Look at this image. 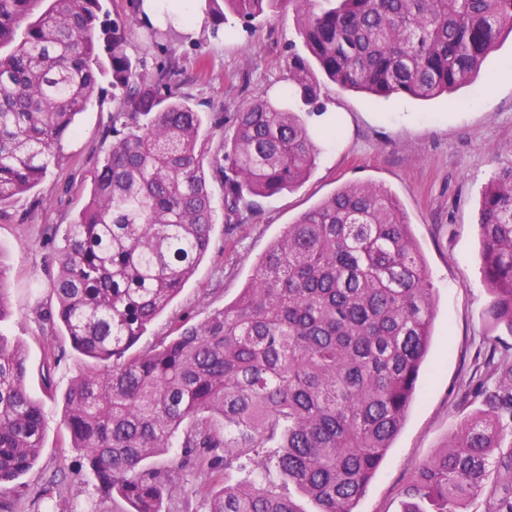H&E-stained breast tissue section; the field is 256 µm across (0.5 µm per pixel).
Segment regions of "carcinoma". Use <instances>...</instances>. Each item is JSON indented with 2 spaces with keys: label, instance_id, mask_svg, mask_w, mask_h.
I'll return each mask as SVG.
<instances>
[{
  "label": "carcinoma",
  "instance_id": "cac0c4a2",
  "mask_svg": "<svg viewBox=\"0 0 512 512\" xmlns=\"http://www.w3.org/2000/svg\"><path fill=\"white\" fill-rule=\"evenodd\" d=\"M142 0L109 19L103 0H0V209L66 159L76 117L106 80L118 111L91 196L58 224L50 288L72 347L92 363L65 394L71 447L96 489L129 512H164L183 474L209 466L242 480L205 490L208 512H317L356 507L399 433L427 355L433 289L408 219L388 190L345 184L288 225L237 299L182 321L163 344L135 346L210 248L208 177L224 221L311 173L327 112L319 76L374 98L428 101L470 85L504 34L512 0H199L218 32L251 29L289 4L304 10L286 82L219 122L201 149L204 113L128 52ZM486 316L512 332V163L482 191L478 217ZM26 356L0 335V489L38 460L39 404ZM479 410L402 489V512H512V345L488 346ZM178 442L168 464L149 460Z\"/></svg>",
  "mask_w": 512,
  "mask_h": 512
}]
</instances>
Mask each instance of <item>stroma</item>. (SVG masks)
Listing matches in <instances>:
<instances>
[{"label":"stroma","mask_w":512,"mask_h":512,"mask_svg":"<svg viewBox=\"0 0 512 512\" xmlns=\"http://www.w3.org/2000/svg\"><path fill=\"white\" fill-rule=\"evenodd\" d=\"M301 17L293 9L271 14L255 31L227 24L219 36L200 31L188 39L152 48L137 28L130 52L147 71L176 56L180 91L209 118L231 116L248 102L274 95L284 85L288 43ZM333 124L323 138L310 176L296 189L258 201L245 224L224 222V190L211 181L216 222L212 244L194 277L149 327L146 342L168 335L175 322L197 323L233 302L253 278L268 247L289 224L338 187L371 183L400 201L433 286L432 340L417 398L358 512H401L400 491L416 469L446 446L476 404L466 401L481 347L499 338L484 310L490 299L480 273L477 215L485 183L512 162V38L485 61L477 80L449 96L420 101L405 95L374 99L357 91L323 86ZM117 104L104 86L78 118L67 146L69 159L53 169L34 194L0 213V266L8 274L5 296L11 312L0 335L26 353V385L41 405L45 437L34 466L0 492L10 512H114L101 498L92 473L81 467L64 423V396L81 362L58 321L47 320L56 301L49 288L54 270L51 224H66L89 199L92 172L106 143L102 132ZM223 473H185L169 508L207 512L197 486L221 487Z\"/></svg>","instance_id":"1"}]
</instances>
